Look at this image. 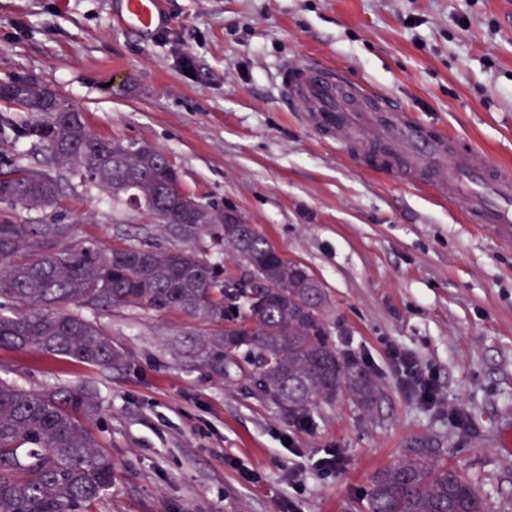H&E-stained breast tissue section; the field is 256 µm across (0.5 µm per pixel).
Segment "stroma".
Listing matches in <instances>:
<instances>
[{"label": "stroma", "mask_w": 512, "mask_h": 512, "mask_svg": "<svg viewBox=\"0 0 512 512\" xmlns=\"http://www.w3.org/2000/svg\"><path fill=\"white\" fill-rule=\"evenodd\" d=\"M119 0H0V82L30 74L100 137L163 150L204 203L236 211L321 284L339 350L377 389L288 417L239 376L194 357L204 321L104 311L118 353L102 370L0 349L27 389L96 386L90 423L112 453L98 512H367L371 478L426 448L512 512V245L448 203L369 169L276 90L280 62L315 54L512 163V0H164L150 31ZM54 200L0 203L18 224H65L68 244H181L174 227L50 166ZM405 349L437 377L435 405L403 388ZM338 452L339 470L317 460Z\"/></svg>", "instance_id": "1"}]
</instances>
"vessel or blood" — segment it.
<instances>
[{
    "instance_id": "1",
    "label": "vessel or blood",
    "mask_w": 512,
    "mask_h": 512,
    "mask_svg": "<svg viewBox=\"0 0 512 512\" xmlns=\"http://www.w3.org/2000/svg\"><path fill=\"white\" fill-rule=\"evenodd\" d=\"M160 11L161 0H122V21L137 31L151 30ZM277 92L310 113L314 130L342 135L365 153L375 170L447 200L467 223L512 242L511 165L491 164L472 143L422 126L367 84L313 55L283 61Z\"/></svg>"
}]
</instances>
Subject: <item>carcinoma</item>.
<instances>
[{"mask_svg":"<svg viewBox=\"0 0 512 512\" xmlns=\"http://www.w3.org/2000/svg\"><path fill=\"white\" fill-rule=\"evenodd\" d=\"M0 101L29 118L0 114V139H32L65 167L118 201L194 239H224L240 270L234 274L190 247L60 246L65 224L0 222V348L34 351L110 368L112 339L84 314L109 309L176 311L205 320L196 356L224 375L234 367L288 415L347 394L363 406L375 398L360 365L329 340L319 282L283 259L238 216L230 224H187L180 195L168 186L169 160L149 144L94 135L82 113L36 81L17 94L0 82ZM56 182L22 155L0 165V202L37 208L51 202ZM76 311L68 310L70 306ZM98 413L87 386L41 392L0 379V512H91L112 490V456L85 426ZM368 512H485L476 486L457 469L417 452L378 472Z\"/></svg>","mask_w":512,"mask_h":512,"instance_id":"cac0c4a2","label":"carcinoma"}]
</instances>
